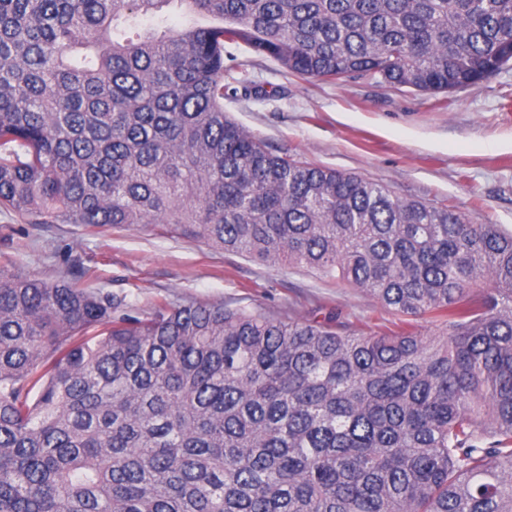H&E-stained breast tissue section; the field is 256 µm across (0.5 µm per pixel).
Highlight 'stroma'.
<instances>
[{
    "label": "stroma",
    "mask_w": 512,
    "mask_h": 512,
    "mask_svg": "<svg viewBox=\"0 0 512 512\" xmlns=\"http://www.w3.org/2000/svg\"><path fill=\"white\" fill-rule=\"evenodd\" d=\"M224 57L233 78L262 90L226 96L225 112L271 149L512 231V62L478 86L433 95L371 79L303 78L243 45H226ZM0 269L70 278L124 298L138 316L166 299L257 308L281 320L336 312L359 335L401 320L362 289L160 224H31L0 210Z\"/></svg>",
    "instance_id": "35a3bbf8"
}]
</instances>
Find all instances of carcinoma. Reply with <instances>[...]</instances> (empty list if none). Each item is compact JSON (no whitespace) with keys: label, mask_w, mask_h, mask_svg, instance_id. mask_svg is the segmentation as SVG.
I'll return each instance as SVG.
<instances>
[{"label":"carcinoma","mask_w":512,"mask_h":512,"mask_svg":"<svg viewBox=\"0 0 512 512\" xmlns=\"http://www.w3.org/2000/svg\"><path fill=\"white\" fill-rule=\"evenodd\" d=\"M226 43L443 93L512 61V0H0V210L168 224L403 316L141 318L0 270V512H512V232L274 152L224 112Z\"/></svg>","instance_id":"cac0c4a2"}]
</instances>
